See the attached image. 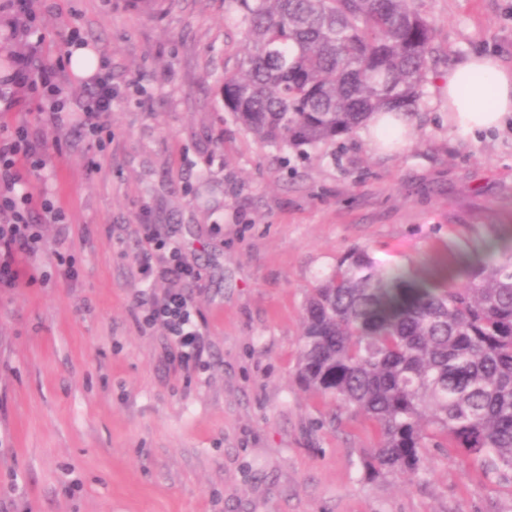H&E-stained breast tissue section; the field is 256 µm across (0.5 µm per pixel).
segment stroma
I'll return each instance as SVG.
<instances>
[{
  "label": "stroma",
  "instance_id": "obj_1",
  "mask_svg": "<svg viewBox=\"0 0 512 512\" xmlns=\"http://www.w3.org/2000/svg\"><path fill=\"white\" fill-rule=\"evenodd\" d=\"M434 27L409 143L363 131L318 146L261 142L220 86L246 42L237 0H0V77L18 60L56 87L6 86L0 133L26 126L19 159L38 249L0 288V512H512V484L428 448L432 473L365 477L372 426L294 379L309 288L370 247L383 265L436 272L512 237V121L448 126L449 69L493 52L512 69V0H414ZM99 56L116 98L79 132L85 79L71 39ZM52 203L62 221L46 213ZM179 244L202 334L183 368L140 322L144 227Z\"/></svg>",
  "mask_w": 512,
  "mask_h": 512
}]
</instances>
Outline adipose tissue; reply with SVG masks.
Wrapping results in <instances>:
<instances>
[{
    "instance_id": "ef3b65f1",
    "label": "adipose tissue",
    "mask_w": 512,
    "mask_h": 512,
    "mask_svg": "<svg viewBox=\"0 0 512 512\" xmlns=\"http://www.w3.org/2000/svg\"><path fill=\"white\" fill-rule=\"evenodd\" d=\"M448 123L466 132L501 127L512 120V71L496 54L475 53L448 72ZM370 145L389 150L407 144L412 128L404 114L379 113L367 129Z\"/></svg>"
}]
</instances>
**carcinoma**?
<instances>
[{
    "label": "carcinoma",
    "mask_w": 512,
    "mask_h": 512,
    "mask_svg": "<svg viewBox=\"0 0 512 512\" xmlns=\"http://www.w3.org/2000/svg\"><path fill=\"white\" fill-rule=\"evenodd\" d=\"M248 44L224 104L267 143L316 146L405 111L432 24L410 0H239ZM445 285L354 248L309 289L296 376L373 426L372 476L430 474L428 441L512 474V243Z\"/></svg>",
    "instance_id": "obj_1"
}]
</instances>
